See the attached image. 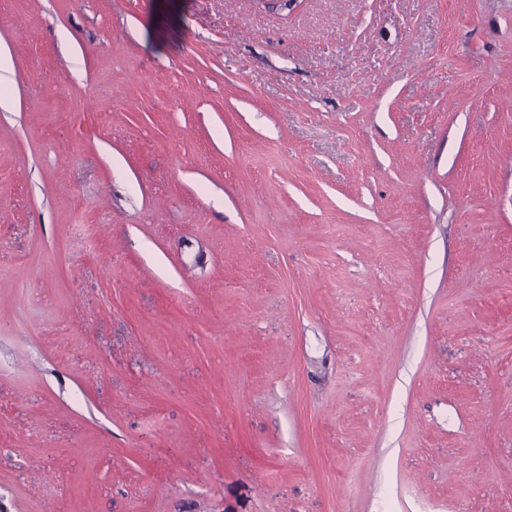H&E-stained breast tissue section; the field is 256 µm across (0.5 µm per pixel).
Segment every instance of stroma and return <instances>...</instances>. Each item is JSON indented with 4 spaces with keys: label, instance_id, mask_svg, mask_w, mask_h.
Returning a JSON list of instances; mask_svg holds the SVG:
<instances>
[{
    "label": "stroma",
    "instance_id": "obj_1",
    "mask_svg": "<svg viewBox=\"0 0 512 512\" xmlns=\"http://www.w3.org/2000/svg\"><path fill=\"white\" fill-rule=\"evenodd\" d=\"M0 512H512V0H0Z\"/></svg>",
    "mask_w": 512,
    "mask_h": 512
}]
</instances>
